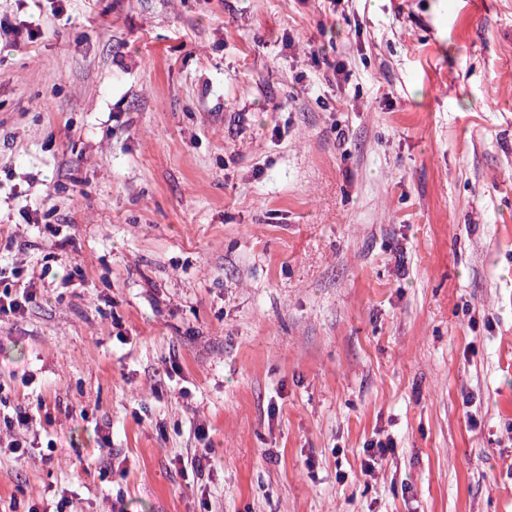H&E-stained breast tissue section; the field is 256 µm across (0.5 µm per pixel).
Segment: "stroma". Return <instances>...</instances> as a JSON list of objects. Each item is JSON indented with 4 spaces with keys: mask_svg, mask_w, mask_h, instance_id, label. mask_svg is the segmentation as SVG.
<instances>
[{
    "mask_svg": "<svg viewBox=\"0 0 512 512\" xmlns=\"http://www.w3.org/2000/svg\"><path fill=\"white\" fill-rule=\"evenodd\" d=\"M0 235V512H512V0H0ZM24 269L20 266L12 267L11 274L16 279L13 285H6L0 292V316H16L24 312L36 298L32 289L34 270L28 280L20 279ZM14 286V288H11ZM4 427L9 432L7 438H2L0 433V454L9 451V454L16 455V458H23L25 455V437L20 433H27L33 428V416L25 406L18 405L13 408L10 416L3 417ZM12 432V434H11Z\"/></svg>",
    "mask_w": 512,
    "mask_h": 512,
    "instance_id": "obj_1",
    "label": "stroma"
}]
</instances>
